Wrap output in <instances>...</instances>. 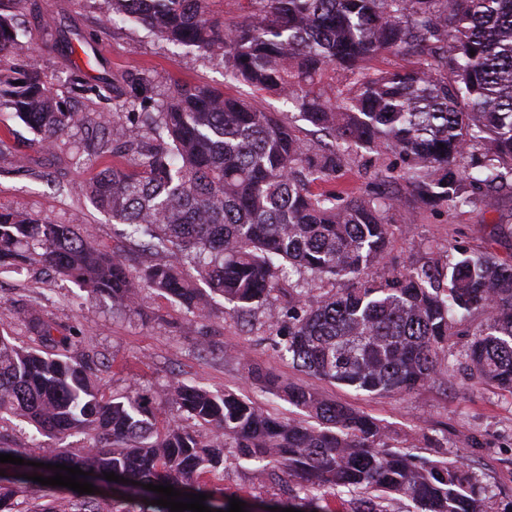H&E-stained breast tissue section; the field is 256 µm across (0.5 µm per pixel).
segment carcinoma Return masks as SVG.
Instances as JSON below:
<instances>
[{"mask_svg":"<svg viewBox=\"0 0 512 512\" xmlns=\"http://www.w3.org/2000/svg\"><path fill=\"white\" fill-rule=\"evenodd\" d=\"M111 18L133 19L158 37L224 63L225 77L276 95L331 139L313 149L295 125L206 85H175L153 96L146 71L112 92V112L87 122L47 87L38 68L9 65L25 55L14 17L0 13V96L53 148L83 126L72 157L111 153L125 160L99 172L86 192L129 245L156 260L132 270L74 224L0 210V268L39 266L83 291L128 308L144 292L166 294L194 318L214 297L245 318L266 303L276 274L290 267L311 279L348 284L314 303L302 292L288 313L268 314L281 357L322 380L368 395L409 394L453 369L473 385L512 395V265L448 246V257L379 277L391 225L404 198L389 192L350 197L336 188L345 156L375 155L382 184L402 183L423 205H473L481 189H512V0H249L241 20L218 16L215 0H107ZM475 54H470V51ZM383 51L417 57L407 70L371 72ZM341 88L323 89L329 72ZM395 161L380 162L387 154ZM485 313L454 351L459 320ZM31 344L0 328V418L42 437L36 456L0 434V453L24 461L77 466L89 476L128 479L119 512H170L143 485L206 494L212 512L229 508L212 476L226 450L263 478L279 469L298 479L283 508L328 512L321 491L347 496L350 512H512L471 467L430 459L388 443L383 421L313 388L270 373L254 378L303 412L273 415L226 389L174 378L165 393H101L96 362L71 356L75 327L21 311ZM169 403L176 421L162 432L156 413ZM86 435L80 452L63 442ZM44 467L0 463V512L39 493L31 512H101L100 499L24 478ZM87 476V477H89ZM87 477L80 475L83 482Z\"/></svg>","mask_w":512,"mask_h":512,"instance_id":"obj_1","label":"carcinoma"}]
</instances>
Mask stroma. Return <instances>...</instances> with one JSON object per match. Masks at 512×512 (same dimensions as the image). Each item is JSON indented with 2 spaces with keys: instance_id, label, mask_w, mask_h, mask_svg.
I'll list each match as a JSON object with an SVG mask.
<instances>
[{
  "instance_id": "1",
  "label": "stroma",
  "mask_w": 512,
  "mask_h": 512,
  "mask_svg": "<svg viewBox=\"0 0 512 512\" xmlns=\"http://www.w3.org/2000/svg\"><path fill=\"white\" fill-rule=\"evenodd\" d=\"M0 11L15 13L22 38L30 43L28 62L54 90L65 91L74 71L96 87L122 84L130 73L148 70L161 92L177 84H206L272 112L289 110L270 94L227 82L223 64L192 48L160 40L132 20L112 24L106 0H27L19 10L11 0H0ZM50 24L69 38L70 48L47 36ZM39 140L10 110L0 109V209L79 225L85 237L108 251L122 246L118 226L85 196L89 181L111 166L112 158L76 166L67 149L49 151ZM388 218L392 234L376 275L442 257L452 244L512 264L511 191L485 190L477 204L448 210L431 209L412 198ZM139 306L135 313L33 271L0 274V319L9 322L18 342L26 340L18 315L23 308L77 326L85 338L78 355L93 356L104 365V395L137 389L161 394L180 375L213 391L240 389L270 412L290 415L287 402L249 378V368L258 367L385 420L391 444L417 438L418 455H444L474 466L499 496L512 498V395L490 385L469 387L455 373L409 394L367 396L317 379L281 358L263 312L244 327L225 314L220 302L202 321L154 292L144 293ZM216 482L227 491L275 504L296 480L279 470L257 480L247 464L230 456Z\"/></svg>"
}]
</instances>
